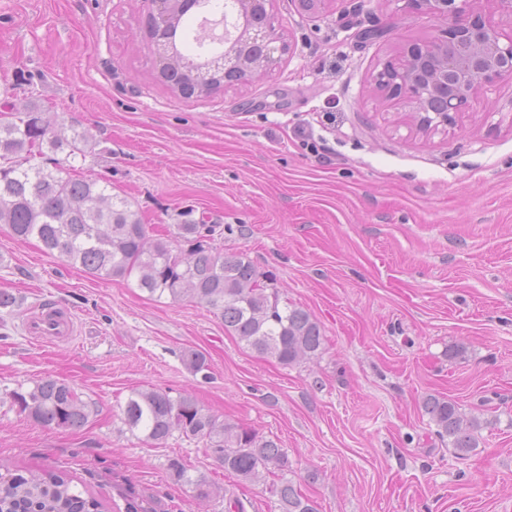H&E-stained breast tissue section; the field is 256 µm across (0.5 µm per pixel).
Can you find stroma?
Segmentation results:
<instances>
[{"label":"stroma","instance_id":"obj_1","mask_svg":"<svg viewBox=\"0 0 512 512\" xmlns=\"http://www.w3.org/2000/svg\"><path fill=\"white\" fill-rule=\"evenodd\" d=\"M146 13L145 0H0V106L79 124L100 149L84 175L111 179L145 223L221 225L218 250L246 254L327 349L281 365L205 305L91 278L0 224V291L24 299L0 311V473L66 472L104 512H124L126 492L154 512H277L271 476L243 485L200 442L128 430L131 390L156 389L277 441L287 478L317 473L321 512H512V78L425 132L375 80L436 20L406 0H325L316 14L272 0L291 44L279 68L185 98L156 76ZM45 302L71 317L70 339L25 333ZM46 376L94 405L85 427L11 405ZM429 394L484 420L476 456L436 436ZM172 456L214 493L172 483Z\"/></svg>","mask_w":512,"mask_h":512}]
</instances>
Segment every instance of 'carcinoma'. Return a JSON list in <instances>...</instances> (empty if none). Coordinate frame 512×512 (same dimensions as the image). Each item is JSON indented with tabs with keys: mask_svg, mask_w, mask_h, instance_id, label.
I'll use <instances>...</instances> for the list:
<instances>
[{
	"mask_svg": "<svg viewBox=\"0 0 512 512\" xmlns=\"http://www.w3.org/2000/svg\"><path fill=\"white\" fill-rule=\"evenodd\" d=\"M177 67L166 82L196 95L193 75L199 63L178 53ZM96 143L75 124L51 123L43 110H0V224L21 240L37 239L44 249L98 279L131 280L158 299H190L221 316L224 328L245 347L284 366L319 359L325 336L306 310L280 300L266 276L243 253L224 254L211 243L215 224H178L169 234H150L131 202L112 192V182L77 174L73 162L94 153ZM61 153L59 160L54 155ZM186 362L206 379L207 358L192 352ZM19 413L45 427L83 428L89 402L68 384L46 377L25 392L11 394ZM422 410L448 438L456 455L479 448L483 423L466 417L458 403L427 395ZM124 423L143 441L160 444L173 432L203 443L224 472L241 481L262 473L273 476L271 492L278 512H319L318 502L301 487L277 474L287 458L279 444L244 426L226 424L191 395L172 397L155 389L131 391L122 407ZM168 477L198 497L211 494L202 475H192L178 457L167 459ZM102 504L74 489L64 472L38 477H0V512H101Z\"/></svg>",
	"mask_w": 512,
	"mask_h": 512,
	"instance_id": "cac0c4a2",
	"label": "carcinoma"
}]
</instances>
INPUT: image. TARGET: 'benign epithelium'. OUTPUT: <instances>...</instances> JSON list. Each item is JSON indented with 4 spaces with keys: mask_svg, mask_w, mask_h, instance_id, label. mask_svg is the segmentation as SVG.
<instances>
[{
    "mask_svg": "<svg viewBox=\"0 0 512 512\" xmlns=\"http://www.w3.org/2000/svg\"><path fill=\"white\" fill-rule=\"evenodd\" d=\"M146 35L157 73L175 66L169 41L157 33L173 21L180 0H145ZM240 24L224 31V50L202 63L199 78L219 71L239 81L274 72L287 44L270 13L271 0H226ZM410 7L443 24L427 43L406 48L400 61L379 72L377 89L411 106L418 126L443 128L479 90L505 75L512 77V35L503 40L496 25L472 12L475 0H407Z\"/></svg>",
    "mask_w": 512,
    "mask_h": 512,
    "instance_id": "1",
    "label": "benign epithelium"
}]
</instances>
